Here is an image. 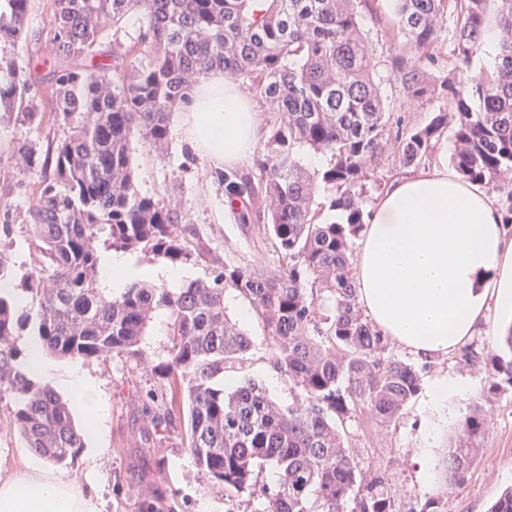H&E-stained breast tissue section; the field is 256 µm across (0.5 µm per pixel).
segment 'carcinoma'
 Masks as SVG:
<instances>
[{
  "mask_svg": "<svg viewBox=\"0 0 512 512\" xmlns=\"http://www.w3.org/2000/svg\"><path fill=\"white\" fill-rule=\"evenodd\" d=\"M32 0H0V45L27 40ZM393 30L412 53L376 59L365 14L370 0H50L47 54L54 70L36 85L13 53L0 52V115L67 127L42 151L18 144L32 182L27 209L37 265L11 294L0 292V402L25 447L68 465L84 448L69 407L26 371L21 331L59 358L143 360L157 312L169 317L170 361L155 427L187 407L188 447L200 470L258 512H400L386 480L359 470L342 424L363 404L382 425L417 396L421 370L389 356L388 337L359 305L353 244L370 217L363 196L384 157L395 168L432 162L448 135L452 165L501 202L512 225V0H395ZM139 21L136 38L100 53L103 19ZM502 33L491 70L466 75L482 53L489 19ZM449 43L455 74L434 76ZM414 99L441 98L427 124L409 126L381 92L382 70ZM214 70L243 79L274 112L253 172L217 171L238 224H265L279 266L226 263L183 288L137 281L116 295L98 287L101 248L149 253L171 265L192 256L177 211L139 192L133 143H165L191 79ZM326 158L320 169L304 152ZM338 220L320 221L324 210ZM0 280L12 279L9 247ZM228 290L261 317L269 363L295 393L280 405L252 379L224 391V373L249 359L251 340L225 313ZM36 303L18 312L17 300ZM489 390L512 386V359L486 366ZM490 420L476 404L460 422L447 483L460 485L480 458ZM273 483L261 481L266 467Z\"/></svg>",
  "mask_w": 512,
  "mask_h": 512,
  "instance_id": "1",
  "label": "carcinoma"
}]
</instances>
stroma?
Instances as JSON below:
<instances>
[{"mask_svg": "<svg viewBox=\"0 0 512 512\" xmlns=\"http://www.w3.org/2000/svg\"><path fill=\"white\" fill-rule=\"evenodd\" d=\"M373 14L363 21L380 58L402 52L404 43L385 39L383 31L393 18L394 0H371ZM49 12L47 0H33L26 26L28 40L18 49V63L29 68L33 82L49 78L51 68L44 65ZM398 115L412 125H422L437 111L439 99H412L400 82L382 85ZM64 126L42 123L0 122V146L36 143L39 148L63 139ZM133 168L141 193L163 200L182 217L177 230L187 239L193 256L184 269L190 279L209 278L217 263L228 261L271 270L278 256L265 235L263 225L236 224L224 201V189L215 180L211 163L195 153L177 126H170L163 148L146 140L133 145ZM18 156L0 154V199L10 201L7 221L13 232L12 258L17 276H24L35 265V254L25 240L29 226L26 211L28 187L20 183ZM240 298L227 295L225 306L232 319L242 322L252 340V350L244 369L230 372L234 383L250 378L263 385L278 402H288L290 385L268 362V340L257 314L241 319ZM169 317L157 314L152 320L145 349L147 361L121 354L104 360H86L82 366L96 384L105 424V453L94 455L84 448L74 464L63 469V478L83 483L88 467H95L105 502V512H140L146 502L159 512H246L241 496H225L221 486L202 474L187 447L186 419L174 417L161 427H153L143 412L148 393L161 391L165 382L154 372L156 365L169 360ZM395 359L413 363L422 370L421 386L415 399L391 425H380L363 405L355 407L346 421L348 446L362 471L385 477L401 507L424 504L440 498L444 512H489L500 493L512 487V390L489 394L484 366L466 364L461 353L424 360L407 348L396 345ZM459 377L470 387L468 400H456L459 410L469 401L482 402L492 427L484 449L464 485L451 486L442 464L453 444L457 421L430 411L426 404L431 383L444 375ZM432 444L436 465L432 480L420 472L417 450ZM29 455L11 421L10 408L0 404V475H8Z\"/></svg>", "mask_w": 512, "mask_h": 512, "instance_id": "obj_1", "label": "stroma"}]
</instances>
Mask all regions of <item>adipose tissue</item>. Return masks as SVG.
<instances>
[{
    "instance_id": "obj_1",
    "label": "adipose tissue",
    "mask_w": 512,
    "mask_h": 512,
    "mask_svg": "<svg viewBox=\"0 0 512 512\" xmlns=\"http://www.w3.org/2000/svg\"><path fill=\"white\" fill-rule=\"evenodd\" d=\"M175 121L218 170L242 165L261 133L259 113L219 71L188 91ZM158 275L176 288L187 279L180 269L134 266L122 253L100 262L101 285L115 294L131 279ZM356 282L373 323L419 357L457 352L489 319L496 335L512 334V236L495 199L449 169L447 139L427 168L395 180L379 199L360 242ZM28 369L64 389L99 439L100 396L81 365L58 374L34 342ZM0 512H103V501L94 476L80 486L29 459L0 476Z\"/></svg>"
}]
</instances>
